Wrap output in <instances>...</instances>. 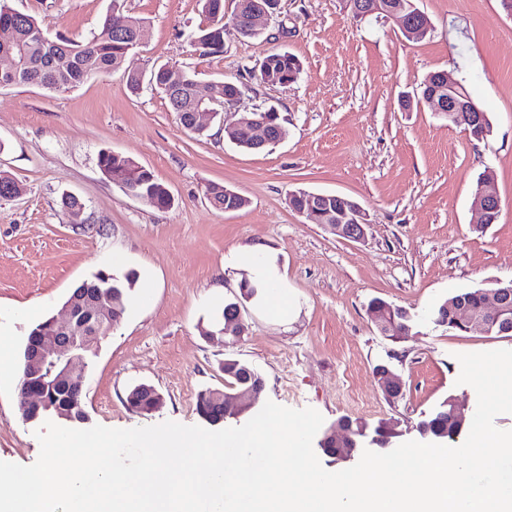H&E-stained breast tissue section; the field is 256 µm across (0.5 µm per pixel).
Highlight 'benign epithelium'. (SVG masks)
I'll return each mask as SVG.
<instances>
[{
	"instance_id": "benign-epithelium-1",
	"label": "benign epithelium",
	"mask_w": 512,
	"mask_h": 512,
	"mask_svg": "<svg viewBox=\"0 0 512 512\" xmlns=\"http://www.w3.org/2000/svg\"><path fill=\"white\" fill-rule=\"evenodd\" d=\"M347 6L351 14L359 19L376 14L400 18L402 34L409 40L425 36L431 28L427 18L414 20V17L420 14L414 0H400L396 4L383 3L381 0H347ZM279 9L280 4L272 0H250L244 5L245 14L234 18L232 25L241 37L257 38L264 34L265 22L275 17ZM2 59L7 60L8 66L0 67V79L14 78L21 63L12 51L6 48L0 50V60ZM194 95L197 109L193 112L188 126V131L192 133L207 129L203 117L214 119L220 115V112L212 107L217 98H222L225 105H234L241 99L239 95L233 98L226 96L223 84L218 87L215 97H205L197 89L194 90ZM422 102L435 112L448 114L450 120L457 119L456 113L464 112L469 125L482 127L486 123V115L467 94L462 83L449 72H441L434 78L433 90L422 98ZM226 130L246 133L249 145L255 149L276 144L286 137L285 129L271 127L267 114L261 115L257 112L243 113L238 121L226 127ZM129 169L141 171L143 167L127 157L115 181L121 184L130 196L146 200L142 193L136 191V185L128 181ZM290 197L300 201L296 212L306 221L315 224L323 215L327 218L324 227L336 236L354 241L365 238L368 219L357 203L352 202L349 208L333 213L329 210L323 211V207L336 198L334 194L308 193L300 190L291 193ZM499 206L497 195L486 186H481L473 203L480 216V224L486 225L489 214ZM484 295V313L480 316L472 315L464 302H453L451 318L455 325L464 332L478 330L485 334L494 331L502 336L509 334L508 330L500 328V323L509 302L512 301V282L486 291ZM112 305V275L103 271L96 282H83L73 289L63 304V316H52L29 332L23 348L25 375L18 388V405L24 411L25 422H35L41 415L46 418L71 420L75 411L86 413V393L83 385V375L89 366L86 352L92 349L99 336L108 334L112 330V324L117 321V317L111 315ZM377 326L386 336L392 333L399 337L409 332V328L397 324L395 319L388 317L377 319ZM245 329L241 305L237 304L233 308V313L225 318L224 326L218 333L239 337L244 334ZM375 378L389 399L395 400L402 396L404 384L388 367H378ZM59 392L72 394L70 401L63 407L56 401V394ZM261 393L260 388L239 390L236 396L243 400V403L234 405L224 391H214V397L219 405L218 421H224V416L231 413L240 415L250 410L259 400Z\"/></svg>"
}]
</instances>
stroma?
Instances as JSON below:
<instances>
[{
    "label": "stroma",
    "instance_id": "1",
    "mask_svg": "<svg viewBox=\"0 0 512 512\" xmlns=\"http://www.w3.org/2000/svg\"><path fill=\"white\" fill-rule=\"evenodd\" d=\"M115 2L145 28L121 69L65 92L0 88V171L25 188L0 199V360L20 365L31 327L58 314L78 282L133 269L127 309L84 376L86 427L202 425L197 396L223 387L228 357L261 373L262 401L314 408L328 427L344 418L392 424L404 443L419 440V421L445 399L473 415L477 398L458 384L456 356L512 350V337L459 332L434 313L455 294L512 281V16L501 0H415L432 23L418 41L396 19L353 18L345 0H281L263 37L245 40L225 25L224 52L210 57L190 45L210 23L199 0H7L49 37L77 40L97 31ZM273 51L299 58L298 79L251 81L201 136L181 128L164 95L127 86L129 72L175 66L194 72L206 95ZM440 70L463 80L490 118V136L475 139L427 106L401 110V96ZM270 105L285 120L284 141L247 153L225 137L239 113ZM104 151L150 170L171 206H150L106 178ZM487 170L500 216L481 231L472 198ZM214 184L246 206L215 209ZM299 189L357 202L370 222L366 239L306 221L288 205ZM66 192L84 202L85 223L61 209ZM255 244L277 272L266 289L286 296L288 313L247 301L246 332L214 335L216 314L254 271L236 253ZM376 297L409 313L406 336L380 332L369 307ZM380 365L405 384L396 402L377 384ZM19 377L0 376V461L27 466L39 457V426L21 418ZM141 383L164 397L149 415L126 405Z\"/></svg>",
    "mask_w": 512,
    "mask_h": 512
}]
</instances>
